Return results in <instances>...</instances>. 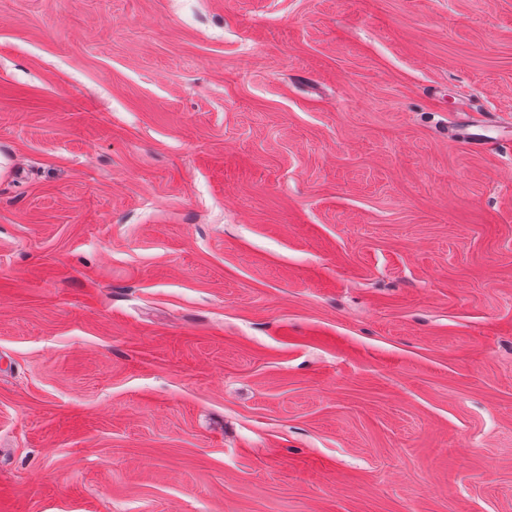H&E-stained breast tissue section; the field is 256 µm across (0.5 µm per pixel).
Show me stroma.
<instances>
[{
  "instance_id": "obj_1",
  "label": "stroma",
  "mask_w": 512,
  "mask_h": 512,
  "mask_svg": "<svg viewBox=\"0 0 512 512\" xmlns=\"http://www.w3.org/2000/svg\"><path fill=\"white\" fill-rule=\"evenodd\" d=\"M512 0H0V512H512Z\"/></svg>"
}]
</instances>
